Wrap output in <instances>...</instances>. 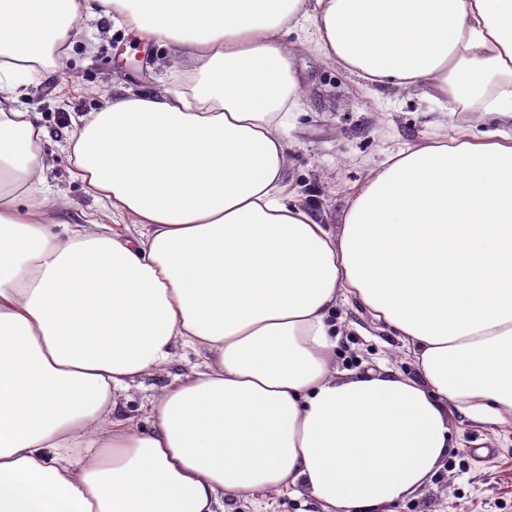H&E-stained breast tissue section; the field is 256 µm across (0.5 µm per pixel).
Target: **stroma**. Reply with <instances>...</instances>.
<instances>
[{
	"label": "stroma",
	"instance_id": "stroma-1",
	"mask_svg": "<svg viewBox=\"0 0 512 512\" xmlns=\"http://www.w3.org/2000/svg\"><path fill=\"white\" fill-rule=\"evenodd\" d=\"M283 40L303 87L300 104L288 117L285 181L329 224L340 223L348 188L380 167L391 152L449 134L455 126H468L476 133L483 129L477 113L450 111L430 89L365 86L316 50L311 23L289 30ZM71 42V50L57 66L26 77L14 91L17 108L47 133L41 189L21 197L18 207L45 213L53 232L63 238L72 225L89 220L123 235H138L141 227L134 218L112 210L106 199L77 178L68 134L102 111L112 97L128 91L182 90L181 76L191 70L192 59L173 57L156 41L140 46L137 31L118 14L109 21L75 22ZM336 314L344 331L333 356L337 371L357 373L383 365L415 375L413 358L386 329L348 304L338 305ZM205 361L201 352L176 347L164 372L130 384L118 400L115 416L149 427L148 406L158 390L172 378L202 368ZM452 421L454 447L445 467L395 504L393 512H512V430L478 425L459 413ZM224 509L318 512L308 497L288 495L239 500Z\"/></svg>",
	"mask_w": 512,
	"mask_h": 512
}]
</instances>
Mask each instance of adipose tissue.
<instances>
[{
    "instance_id": "obj_1",
    "label": "adipose tissue",
    "mask_w": 512,
    "mask_h": 512,
    "mask_svg": "<svg viewBox=\"0 0 512 512\" xmlns=\"http://www.w3.org/2000/svg\"><path fill=\"white\" fill-rule=\"evenodd\" d=\"M0 0V512H222L261 494L383 512L452 446V412L512 427V0ZM124 13L196 63L189 91L128 93L71 133L83 181L140 236L53 234L45 136L19 80L82 16ZM312 18L327 58L370 84L429 88L493 131L398 150L342 224L284 183L300 100L281 34ZM414 358L333 369L339 303ZM150 431L117 398L176 346Z\"/></svg>"
}]
</instances>
